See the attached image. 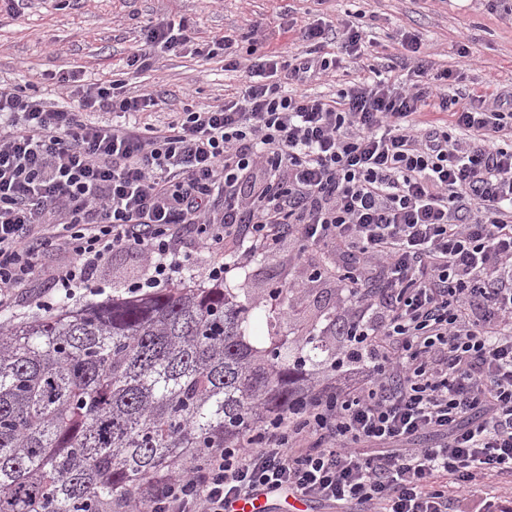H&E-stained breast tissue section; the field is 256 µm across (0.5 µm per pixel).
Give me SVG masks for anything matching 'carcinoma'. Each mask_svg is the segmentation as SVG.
Instances as JSON below:
<instances>
[{
	"label": "carcinoma",
	"mask_w": 512,
	"mask_h": 512,
	"mask_svg": "<svg viewBox=\"0 0 512 512\" xmlns=\"http://www.w3.org/2000/svg\"><path fill=\"white\" fill-rule=\"evenodd\" d=\"M186 282L0 331V512H150L163 481L308 403L324 331ZM265 324L268 335L255 336Z\"/></svg>",
	"instance_id": "1"
}]
</instances>
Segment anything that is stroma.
I'll list each match as a JSON object with an SVG mask.
<instances>
[{"instance_id":"obj_1","label":"stroma","mask_w":512,"mask_h":512,"mask_svg":"<svg viewBox=\"0 0 512 512\" xmlns=\"http://www.w3.org/2000/svg\"><path fill=\"white\" fill-rule=\"evenodd\" d=\"M180 19L188 23L185 48L157 54L152 70L127 78L128 57L145 27ZM348 21L367 35L364 56L302 85L282 81L283 90L333 101L341 89L363 80L406 88L421 62L434 73L452 71L449 98L494 89L512 94V22L503 19L498 0H24L16 7L0 0V85L61 107L66 92L60 75L75 72L96 83L123 79L129 91L156 97L141 122L159 130L184 109L221 106L240 90L241 72L226 70L223 55L201 53L212 37L228 36L244 60L250 51L271 48L290 57L309 50L301 37L306 25ZM407 32L419 38L421 53L401 46ZM462 48L469 62L464 71ZM239 250L236 241L225 247L230 269L224 284L240 296L265 298L275 286L296 285L283 318L286 334L312 329L324 311L343 313L345 294L339 286L310 281L307 266L297 264L288 248L241 264L235 261ZM148 276L137 251H114L90 284L76 288L71 303L111 300Z\"/></svg>"}]
</instances>
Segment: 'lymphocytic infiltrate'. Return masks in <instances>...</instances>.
Here are the masks:
<instances>
[{
  "label": "lymphocytic infiltrate",
  "mask_w": 512,
  "mask_h": 512,
  "mask_svg": "<svg viewBox=\"0 0 512 512\" xmlns=\"http://www.w3.org/2000/svg\"><path fill=\"white\" fill-rule=\"evenodd\" d=\"M339 36L341 57L258 55L238 97L150 136L139 118L155 98L121 80L78 85L61 108L0 88V312L43 272L50 241L67 256L52 270L59 303L121 248L152 284L169 280L191 260L185 224L211 252L239 238L242 262L285 242L348 259L354 331L340 353L359 382L199 459L151 512H224L262 490L339 512H483L476 487L512 477V111L482 92L442 122L425 89L383 81L331 103L283 93L279 69L303 84L362 56L359 26ZM184 45L174 23L149 26L128 64L148 70ZM101 110L124 124L88 121ZM256 165L269 180L244 194Z\"/></svg>",
  "instance_id": "obj_1"
}]
</instances>
